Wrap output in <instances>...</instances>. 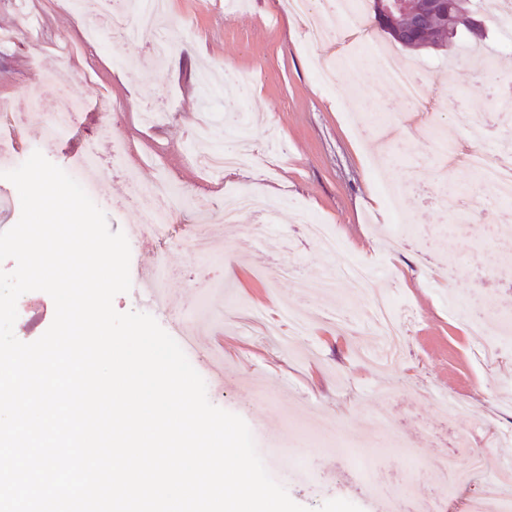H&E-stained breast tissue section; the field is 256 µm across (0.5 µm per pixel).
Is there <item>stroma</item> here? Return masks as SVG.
I'll return each instance as SVG.
<instances>
[{
    "label": "stroma",
    "mask_w": 512,
    "mask_h": 512,
    "mask_svg": "<svg viewBox=\"0 0 512 512\" xmlns=\"http://www.w3.org/2000/svg\"><path fill=\"white\" fill-rule=\"evenodd\" d=\"M225 2L165 0L172 51L160 61L152 35L112 34L100 0H28L24 8L0 0V32L16 28L27 10L42 25L37 37L0 45V196L18 200L1 174L36 150L79 183L94 181L90 197L111 231L128 235L131 277L163 268L172 306L153 316L167 331L177 321L194 327L198 340L187 358L207 381L214 346L223 344L237 380L208 382L207 397L244 419L267 470L295 503L314 512L344 499L361 512H383L395 497L407 512H421L426 501L470 512L479 498L512 499V486L496 479L512 466V397L500 392L512 383V284L498 273L500 257L512 255V237L499 230L512 208L466 170L468 154L493 146L498 131L477 136L451 120L455 105L487 114L501 106L474 80L467 38L439 51L409 50L379 28L374 0H359V25L333 23L314 45L283 0H245L233 11ZM494 2L485 0L479 16L484 50L500 65L491 81L505 87L512 33L495 24ZM62 41L76 53L60 56ZM365 45L436 71L426 102L379 128L372 122L381 99L399 91L374 65L355 89L343 76L323 88L313 74L314 60L333 67ZM55 76L66 80L77 118L48 142L44 128L57 100L39 81ZM32 90L41 100L36 109L26 106ZM204 102L214 109L212 145L222 150L250 138L257 176L212 173L192 161ZM146 104L153 120L141 111ZM438 137L447 152L433 149ZM90 145L99 171L72 167ZM130 169L138 181L174 186L166 237L134 235L143 213ZM382 180L398 190L404 223H395ZM243 183L276 203L273 224L256 230V214L242 211L236 226L210 227L222 262L198 256L189 242L200 210L219 215ZM451 186L470 194L468 220L443 215L441 194ZM303 212L335 231L336 252L306 232ZM354 263L369 268L364 287L341 282L329 297L308 293L307 283ZM378 292L392 296L398 319L412 321L404 356L386 368L368 359L378 347L380 330L367 315ZM475 293L485 315L472 323L448 299L467 302ZM286 308L307 314L308 329L284 351L246 315L259 310L274 321ZM381 415L395 422L396 438L380 434ZM459 452L480 461L469 483L441 482L442 458Z\"/></svg>",
    "instance_id": "35a3bbf8"
}]
</instances>
